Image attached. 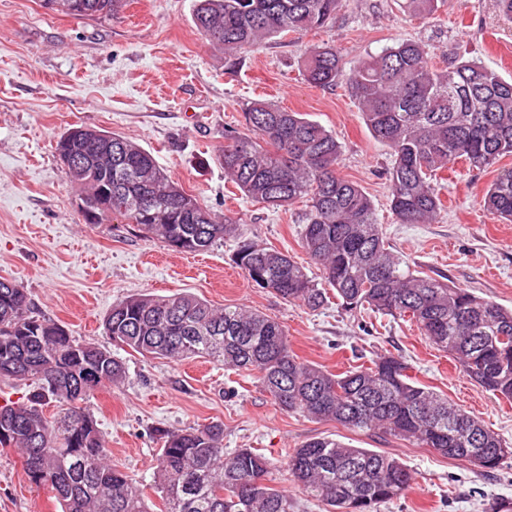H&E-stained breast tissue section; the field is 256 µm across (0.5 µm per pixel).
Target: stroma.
Returning a JSON list of instances; mask_svg holds the SVG:
<instances>
[{
	"mask_svg": "<svg viewBox=\"0 0 512 512\" xmlns=\"http://www.w3.org/2000/svg\"><path fill=\"white\" fill-rule=\"evenodd\" d=\"M194 0H126L117 16L75 17L42 0H0V278L21 282L31 304L80 340L107 344L103 320L117 301L142 293H189L215 305H242L277 320L300 360L339 374L384 354L401 356L410 375L483 421L512 446V402L470 380L406 317L350 315L335 301L311 311L258 287L236 263V239L204 253L176 252L115 217L84 223L79 188L55 150L74 126L129 137L203 206L242 224L251 241L300 263L299 206L267 209L224 178L217 161L228 128L243 129L245 105L269 99L303 113L342 145L339 172L372 198L386 240L412 269L443 278L512 309V223L483 211L478 198L495 169L449 164L441 182L445 210L435 224H401L389 209L383 171L389 148L376 141L347 91L309 85L301 60L331 45L346 72L366 54L418 39L445 66L455 55L481 60L512 81V19L496 0H444L431 19L403 0H347L336 21L275 38L227 70L224 53L197 30ZM127 377L87 402L109 460L140 489L153 481L156 429L224 425V450L251 448L268 461V485L289 489L294 448L328 437L399 459L413 483L378 512H491L512 500V457L495 471L410 442L347 429L281 410L254 375L205 359L152 360L115 349ZM0 512H58L52 493L31 483L21 456L0 449Z\"/></svg>",
	"mask_w": 512,
	"mask_h": 512,
	"instance_id": "1",
	"label": "stroma"
}]
</instances>
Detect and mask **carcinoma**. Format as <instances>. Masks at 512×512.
I'll list each match as a JSON object with an SVG mask.
<instances>
[{
	"mask_svg": "<svg viewBox=\"0 0 512 512\" xmlns=\"http://www.w3.org/2000/svg\"><path fill=\"white\" fill-rule=\"evenodd\" d=\"M92 14L115 15L124 0H92ZM425 19L438 0H404ZM346 0H195L193 21L224 49L227 69L242 54L277 36L332 23ZM342 59L315 47L303 62L305 80L336 85ZM371 135L391 151L389 203L401 224H434L443 204L437 172L465 160L483 171L512 155V81L473 58L444 67L423 43L405 39L369 54L347 80ZM245 130L224 132V177L266 208L306 203L302 247L322 270L324 287L287 253L242 242L236 262L261 288L316 310L329 294L353 311L366 304L409 315L438 349L483 389L512 400V311L443 280L421 276L385 241L372 199L341 176L342 146L319 123L273 102L244 110ZM112 149V165L88 153L86 139ZM60 159L83 160L79 185L86 209L102 224L116 215L175 251L204 252L242 235L169 178L134 140L72 127L57 141ZM483 208L512 221V167H500L482 196ZM117 347L144 357L206 358L224 369L253 372L284 411L334 419L351 429L415 442L439 454L496 470L512 448L482 421L420 385L403 360L383 355L369 366L332 374L301 361L278 321L238 305L216 307L192 294H140L112 306L104 321ZM32 384L21 401L0 406V447L21 452L29 480L50 487L60 512H296L285 490L265 483L267 461L249 449L224 453V425L160 429L155 504L129 475L107 460L104 436L83 403L97 389L126 378L112 349L79 341L37 314L26 289L0 278V378ZM59 411L46 415L44 407ZM289 480L329 512H377L403 496L412 474L397 459L328 438H312L289 456Z\"/></svg>",
	"mask_w": 512,
	"mask_h": 512,
	"instance_id": "obj_1",
	"label": "carcinoma"
}]
</instances>
